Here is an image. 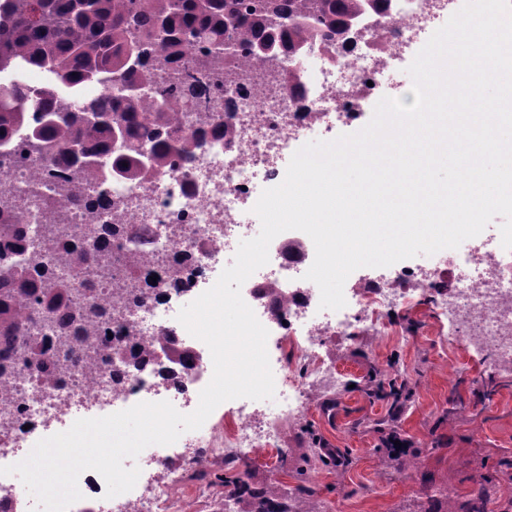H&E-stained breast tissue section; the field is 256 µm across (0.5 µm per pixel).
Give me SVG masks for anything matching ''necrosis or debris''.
Returning <instances> with one entry per match:
<instances>
[{
	"instance_id": "1",
	"label": "necrosis or debris",
	"mask_w": 512,
	"mask_h": 512,
	"mask_svg": "<svg viewBox=\"0 0 512 512\" xmlns=\"http://www.w3.org/2000/svg\"><path fill=\"white\" fill-rule=\"evenodd\" d=\"M455 5L456 0H392L395 22L389 37L368 36L351 49L340 43L315 45L300 61L284 63V71L295 75L289 82H271L262 71L251 72L238 85L230 111L203 112L194 124L181 127L189 135L226 122L233 127L231 138H209L201 149L158 171L151 182L113 178L112 203L99 211V223L134 231L149 226L151 251L132 260L129 241L113 238L111 251L97 257L100 270L112 276L109 289L82 290L72 298L74 308L97 311L102 328L112 334L109 343L70 339L67 368L50 381L21 362L0 371V466L24 460L77 406L102 414L140 402L197 407L213 362L208 347L172 319L174 301L196 299L211 288L219 259L253 234L242 212L256 204L257 182L280 184L283 160L306 136L356 123L361 101L380 94L392 61ZM13 147L14 161L0 169V192L11 195L12 215L30 251L58 277L69 278L72 272L61 252L45 245L49 220L44 205L24 195L41 168L23 135H16ZM314 257L307 234L283 232L269 246L265 272L241 287L244 301L270 335L296 346L294 365H281L274 375L275 407L260 411L242 403L232 413L229 433H222L219 419L211 416L180 436L174 450L146 447L135 487L116 497L106 498L99 473L84 471L78 478L84 500L95 502L98 512H179L183 472L201 468L213 456L238 462L285 444L289 426L303 416L306 389L329 386L340 376L324 354L328 340H346L361 331L382 335L381 312L407 308L422 295L463 349L488 356L491 372L512 371V250L500 241L441 250L432 266L393 267L354 287L352 303L331 313L320 311L319 288L304 278ZM167 337L188 349L190 360L169 359L158 347ZM125 346H148L152 352L135 364L114 355V348Z\"/></svg>"
}]
</instances>
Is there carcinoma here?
<instances>
[{
    "mask_svg": "<svg viewBox=\"0 0 512 512\" xmlns=\"http://www.w3.org/2000/svg\"><path fill=\"white\" fill-rule=\"evenodd\" d=\"M41 0L42 19L31 22L26 0H0V143L12 144L15 132L27 134L29 154L49 171L50 180L38 183L33 191L51 208L67 198L69 190L56 189L52 169H71L97 188L87 198L92 212L111 203L112 177L104 178L88 163L95 157L120 178L144 181L147 173L139 166L141 151H147L152 170L162 169L173 156L185 154L206 142L204 134L185 139L174 132L161 135L132 134L130 116L143 113L157 126L171 121V114L194 116L203 109L221 112L224 104L208 98L210 82L223 79L235 84L258 66L278 61L281 56L297 58L316 40L335 42L346 37L352 21L366 14L381 16L389 0ZM39 69L48 81L35 86L25 81L26 73ZM110 88L121 95L122 109L109 105L97 94L72 100L66 91L83 86ZM37 102L39 121L29 122L23 104ZM123 129L128 148L112 153V132ZM79 140L84 155L77 157L67 146ZM94 242L83 236L60 231L49 246L68 258L79 285H88L92 258L112 247V237L122 228L96 224ZM0 344L6 349L0 358H16L12 335L21 327L23 295L29 303L58 313L64 327L74 326L77 335L89 339L94 331L84 328L87 315L70 308L73 284L59 279L54 271L36 261L13 263V255L27 253V241L20 232L0 233ZM57 339L42 337L21 353L26 363L38 358L37 366L47 380L55 376L57 360L51 348ZM385 397L390 408L403 409L413 393L406 383L392 378ZM384 468H402L418 462L422 448L392 453L377 449ZM352 459L340 449L326 450L314 444L311 454L294 470L296 483L282 491L276 481L253 480L242 484L241 512H324L321 501L308 486L309 471L318 466L341 473ZM197 479L212 478L223 485L240 482L231 469L216 473L204 469ZM480 490L470 491L458 503H447L446 512H486V504L497 493V478L482 475Z\"/></svg>",
    "mask_w": 512,
    "mask_h": 512,
    "instance_id": "cac0c4a2",
    "label": "carcinoma"
}]
</instances>
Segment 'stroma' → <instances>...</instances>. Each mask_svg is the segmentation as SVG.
Returning <instances> with one entry per match:
<instances>
[{
    "mask_svg": "<svg viewBox=\"0 0 512 512\" xmlns=\"http://www.w3.org/2000/svg\"><path fill=\"white\" fill-rule=\"evenodd\" d=\"M392 326L382 336L360 335L349 341H328L325 352L343 370V384L331 396L340 405L327 412L319 398H310L303 416L313 434H294L287 455L277 453L254 461L257 478L294 486L291 469L309 454L312 438L328 448L348 450L353 467L343 476L315 468L310 482L324 512H414L417 484H449L456 500H465L471 476L480 466H495L512 457V374L496 376L487 391L474 389L483 376L484 356L467 353L448 326L436 322L427 306L389 313ZM396 364L400 378L413 391L409 404L391 414L382 401L365 398L362 387L369 367L387 370ZM431 451L419 468L382 471L377 448V421Z\"/></svg>",
    "mask_w": 512,
    "mask_h": 512,
    "instance_id": "obj_1",
    "label": "stroma"
}]
</instances>
